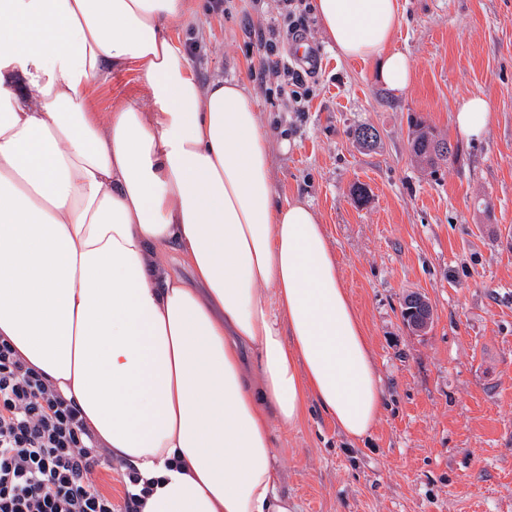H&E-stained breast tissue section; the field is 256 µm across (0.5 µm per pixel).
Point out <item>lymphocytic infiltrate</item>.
<instances>
[{
  "label": "lymphocytic infiltrate",
  "mask_w": 512,
  "mask_h": 512,
  "mask_svg": "<svg viewBox=\"0 0 512 512\" xmlns=\"http://www.w3.org/2000/svg\"><path fill=\"white\" fill-rule=\"evenodd\" d=\"M262 74L284 77L288 98L309 96L313 70L285 61L269 30ZM108 460L80 409L0 340V512H113L93 478Z\"/></svg>",
  "instance_id": "f902f5d3"
}]
</instances>
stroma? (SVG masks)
I'll return each mask as SVG.
<instances>
[{
  "instance_id": "stroma-1",
  "label": "stroma",
  "mask_w": 512,
  "mask_h": 512,
  "mask_svg": "<svg viewBox=\"0 0 512 512\" xmlns=\"http://www.w3.org/2000/svg\"><path fill=\"white\" fill-rule=\"evenodd\" d=\"M190 2L174 36L201 84L237 77L252 91L273 133L272 175L325 224L381 378L384 412L362 441L314 402L295 428L275 430L291 512H512V0H401L393 47L413 80L399 95L371 63L337 56L308 14L318 67L300 112L259 74L257 31L288 27L279 0H224L219 14ZM474 93L494 121L467 139L454 115ZM122 101L146 103L137 73L109 74L93 92L99 112ZM415 119L455 149L438 172L409 151ZM362 125L378 132L372 147L352 136ZM357 183L370 194L362 206ZM411 293L432 309L422 333L401 317Z\"/></svg>"
}]
</instances>
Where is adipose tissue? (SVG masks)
<instances>
[{"mask_svg": "<svg viewBox=\"0 0 512 512\" xmlns=\"http://www.w3.org/2000/svg\"><path fill=\"white\" fill-rule=\"evenodd\" d=\"M313 9L339 57L410 87L400 0ZM189 12L0 0V337L149 481L142 512H288L274 430L313 400L359 442L384 400L324 225L272 178L253 95L200 84L174 41ZM130 69L151 108L95 112L93 85ZM491 122L481 94L456 110L464 136Z\"/></svg>", "mask_w": 512, "mask_h": 512, "instance_id": "ef3b65f1", "label": "adipose tissue"}]
</instances>
